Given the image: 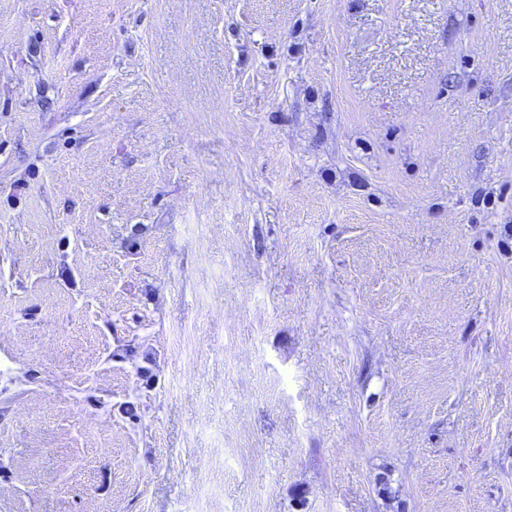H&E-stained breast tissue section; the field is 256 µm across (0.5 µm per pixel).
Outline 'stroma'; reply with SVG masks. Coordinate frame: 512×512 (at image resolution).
I'll use <instances>...</instances> for the list:
<instances>
[{
    "label": "stroma",
    "instance_id": "1",
    "mask_svg": "<svg viewBox=\"0 0 512 512\" xmlns=\"http://www.w3.org/2000/svg\"><path fill=\"white\" fill-rule=\"evenodd\" d=\"M0 512H512V0H0Z\"/></svg>",
    "mask_w": 512,
    "mask_h": 512
}]
</instances>
